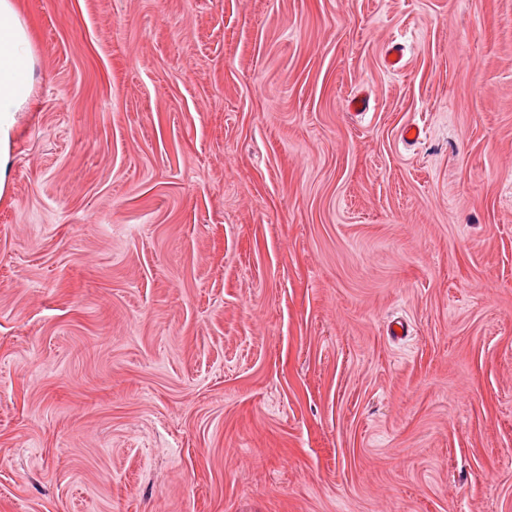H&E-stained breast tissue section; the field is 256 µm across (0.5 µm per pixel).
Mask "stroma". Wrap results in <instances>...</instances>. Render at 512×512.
Listing matches in <instances>:
<instances>
[{"label": "stroma", "mask_w": 512, "mask_h": 512, "mask_svg": "<svg viewBox=\"0 0 512 512\" xmlns=\"http://www.w3.org/2000/svg\"><path fill=\"white\" fill-rule=\"evenodd\" d=\"M19 10L0 512H512V0Z\"/></svg>", "instance_id": "obj_1"}]
</instances>
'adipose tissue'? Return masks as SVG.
Returning a JSON list of instances; mask_svg holds the SVG:
<instances>
[{"label":"adipose tissue","mask_w":512,"mask_h":512,"mask_svg":"<svg viewBox=\"0 0 512 512\" xmlns=\"http://www.w3.org/2000/svg\"><path fill=\"white\" fill-rule=\"evenodd\" d=\"M37 57L17 0H0V198L11 187L17 128L33 102Z\"/></svg>","instance_id":"obj_1"}]
</instances>
